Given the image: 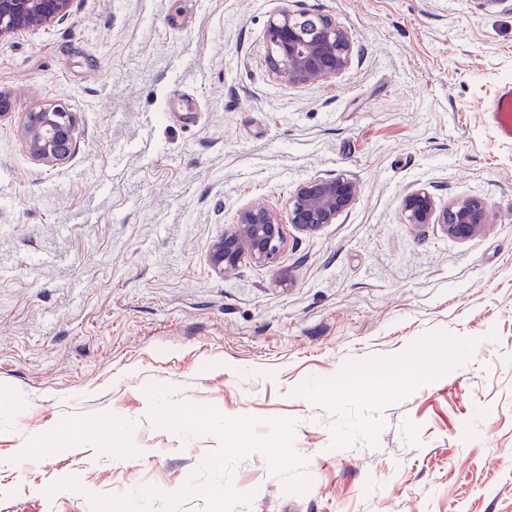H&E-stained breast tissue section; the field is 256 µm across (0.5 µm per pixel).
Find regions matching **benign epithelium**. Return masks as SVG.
<instances>
[{
	"mask_svg": "<svg viewBox=\"0 0 512 512\" xmlns=\"http://www.w3.org/2000/svg\"><path fill=\"white\" fill-rule=\"evenodd\" d=\"M74 0H0V38L20 30L35 31L60 22L70 13ZM271 55L268 67L281 81L302 85L330 80L351 63L352 44L344 31L327 15L282 10L266 28ZM76 113L58 104H45L27 113L22 128L30 157L42 164L56 165L76 151ZM359 195L358 184L344 175L314 178L298 185L288 200V222L279 211L251 206L224 229L209 249V262L222 274L239 266L244 258L260 265L278 263L284 252L285 224L301 234H311L348 211ZM404 221L411 225L439 224L457 239L480 233L488 224L484 202L464 198L443 207L424 189L406 195L402 204Z\"/></svg>",
	"mask_w": 512,
	"mask_h": 512,
	"instance_id": "1",
	"label": "benign epithelium"
}]
</instances>
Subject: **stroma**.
<instances>
[{"mask_svg": "<svg viewBox=\"0 0 512 512\" xmlns=\"http://www.w3.org/2000/svg\"><path fill=\"white\" fill-rule=\"evenodd\" d=\"M284 8L331 16L348 69L277 79ZM508 78L512 0H75L1 38L0 512L187 486L180 512H202L219 442L155 425L151 384L295 420L307 490L253 453L233 512H512V141L485 112ZM46 103L82 133L58 165L21 136ZM340 174L360 193L336 223L286 227L278 265L212 269L242 209ZM421 188L480 198L488 224L405 223ZM407 369L403 393L359 388Z\"/></svg>", "mask_w": 512, "mask_h": 512, "instance_id": "35a3bbf8", "label": "stroma"}]
</instances>
